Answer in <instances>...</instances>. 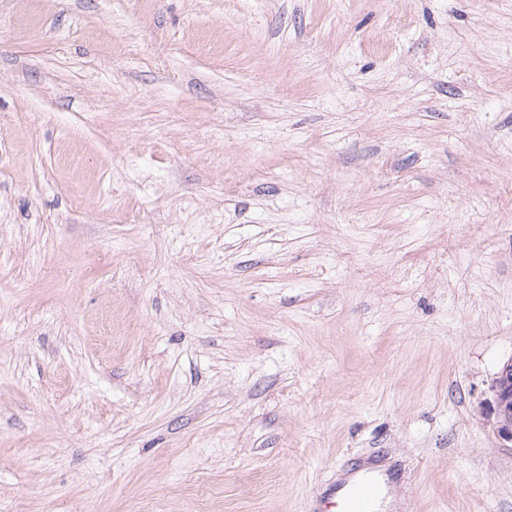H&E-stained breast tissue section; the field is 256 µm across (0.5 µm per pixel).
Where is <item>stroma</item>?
Listing matches in <instances>:
<instances>
[{
    "instance_id": "obj_1",
    "label": "stroma",
    "mask_w": 512,
    "mask_h": 512,
    "mask_svg": "<svg viewBox=\"0 0 512 512\" xmlns=\"http://www.w3.org/2000/svg\"><path fill=\"white\" fill-rule=\"evenodd\" d=\"M512 0H0V512H512ZM491 390L493 405L490 419L500 439L512 446V358L505 361L497 372ZM367 464L371 467L364 474L351 481L341 480L333 488L336 503L344 504V512H377L376 503L388 486L387 474L378 471L377 463Z\"/></svg>"
}]
</instances>
